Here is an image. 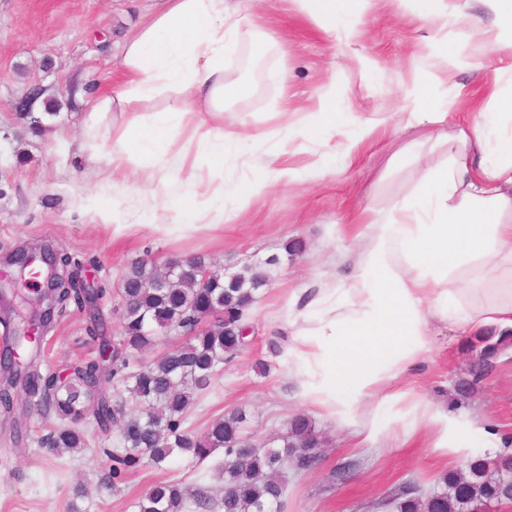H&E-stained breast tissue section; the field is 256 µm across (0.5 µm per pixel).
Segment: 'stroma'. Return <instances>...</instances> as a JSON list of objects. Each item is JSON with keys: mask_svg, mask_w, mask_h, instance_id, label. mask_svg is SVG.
Instances as JSON below:
<instances>
[{"mask_svg": "<svg viewBox=\"0 0 512 512\" xmlns=\"http://www.w3.org/2000/svg\"><path fill=\"white\" fill-rule=\"evenodd\" d=\"M447 3L451 18L445 22L426 15L424 0H410L404 9L395 0H374L364 25L338 50L294 0H225L227 9L251 14L259 27L276 31L278 46L269 61L286 69L290 79L288 90L271 83L227 106L225 125L244 119L260 130H285L293 113L316 111L330 83L340 117L381 112L391 122L362 144L351 164L333 153L322 133L293 137L290 163L317 160L335 166V176L271 185L247 210L225 201L223 223L197 229L174 224L161 235L139 226L97 224L71 206L74 189L89 184L86 159L78 151L82 106L62 109L40 133L32 132L14 108L34 80L46 87L48 97L61 101L77 84L94 90L115 84L119 47L154 11L155 0H0V253L48 243L75 257L81 269L94 270L98 283L112 289L119 288L130 264L142 259L162 264L197 254L228 274L247 266L263 269L267 281L247 311L254 329L249 343L225 363L210 394L193 407L189 424L200 431L240 407L247 412V434L262 445L283 434L295 415L310 418L323 438L321 461L310 471H284L287 512H380L379 502L408 480L429 491L453 468L446 455L431 448L426 431L376 449L337 427L296 397L285 356L272 355L268 347L272 336L290 332L289 293L304 284L333 283V260L354 248L349 235L337 233V225L363 207L388 208L410 193L423 168L443 158V150L430 142L417 155L394 160L404 142L424 134L420 127L399 131L397 114L432 106L490 112L493 86L512 91V30L500 25L486 0H474L472 14L493 35L480 58L484 69L475 71L474 46L464 39L468 21L456 14L459 0ZM278 147L259 140L248 156L228 155L225 180L260 176ZM295 239L302 250L293 255L286 247ZM89 328L87 313L74 306L57 318L42 343L41 370H60L96 355L99 341ZM260 361L269 364L267 373L257 372ZM469 363L464 340L441 326L432 352L404 383L430 401L480 412L496 429L512 434V352L478 383L470 400L457 404L455 384L467 377ZM15 418L22 425L17 439L10 438V425L0 417V512H70L74 503L80 512H133L134 497L161 479L194 488L222 485L219 451L201 464L177 457L162 471L139 468L114 493L98 484L105 457L88 451L48 454L39 446L41 415L20 406ZM345 461L352 469L332 479ZM79 481L87 488L80 499L73 495Z\"/></svg>", "mask_w": 512, "mask_h": 512, "instance_id": "35a3bbf8", "label": "stroma"}]
</instances>
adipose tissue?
I'll return each instance as SVG.
<instances>
[{
    "mask_svg": "<svg viewBox=\"0 0 512 512\" xmlns=\"http://www.w3.org/2000/svg\"><path fill=\"white\" fill-rule=\"evenodd\" d=\"M228 13L224 0H161L121 46L122 82L93 94L80 149L93 163L86 210L102 224L124 226L127 193L148 191L140 223L155 232L170 225L220 224L224 199L248 209L272 184L322 178L312 162L293 166L272 154L261 178L228 182L224 157L262 134L247 123L225 127L224 109L259 86L227 77L235 45L231 32L250 27ZM158 111H151L155 101ZM497 109L466 119L452 112H407L404 128L438 131L444 162L424 170L419 194L388 212L366 208L352 217L357 247L342 256L348 271L337 287L307 296L295 289L288 304L296 328L286 354L288 374L304 402L364 440L385 445L426 429L432 447L454 461L477 448L499 449L501 436L479 417L437 405L403 386L432 348L435 325L457 336L489 328L512 330V93ZM455 135H447L448 122ZM388 125L379 113L350 115L336 124L328 99L295 124L325 130L346 160ZM188 169L184 191H166L162 175L171 151Z\"/></svg>",
    "mask_w": 512,
    "mask_h": 512,
    "instance_id": "1",
    "label": "adipose tissue"
}]
</instances>
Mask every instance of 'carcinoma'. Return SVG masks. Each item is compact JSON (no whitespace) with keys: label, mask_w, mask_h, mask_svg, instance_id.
Here are the masks:
<instances>
[{"label":"carcinoma","mask_w":512,"mask_h":512,"mask_svg":"<svg viewBox=\"0 0 512 512\" xmlns=\"http://www.w3.org/2000/svg\"><path fill=\"white\" fill-rule=\"evenodd\" d=\"M176 271L165 275L155 265L137 261L128 268L121 285L107 288H75L68 268L76 260L59 251V279L53 290L55 316L70 304L83 307L89 296H116L121 331L102 348L113 347L108 380L116 387L113 399L99 401L93 388L97 380L96 358L78 364L65 380L55 373L39 372L41 327L24 336L15 335L17 323L10 317L0 321L5 330L4 351L23 344L21 361L6 359L0 366V411L13 412L18 395L55 419L41 444L55 453L61 448L84 451L91 440L78 424L91 418L104 436L116 434V441L100 453L109 462L100 483L118 492L127 473L145 466L164 467L173 457L188 455L202 462L218 450L224 451V487L219 494L206 488L185 490L176 481L156 482L134 502L136 512H285L286 488L280 474L288 467L310 470L320 463L319 435L311 421L297 415L285 434L259 446L243 430L246 412L238 408L212 421L202 432L186 427L194 398L206 393L221 371L244 347L233 335L244 322V311L266 276L254 272L228 283L224 272L199 256L174 259ZM210 270L206 283L200 271ZM185 333L156 357L146 354L171 331ZM512 349V331L484 330L469 338L472 355L469 380L456 384L457 399L470 396L484 373L495 367L503 351ZM491 501H512V454L497 458V466L482 459L467 463V472H448L438 481L427 500L422 489L405 485L380 504L394 512H479Z\"/></svg>","instance_id":"cac0c4a2"}]
</instances>
